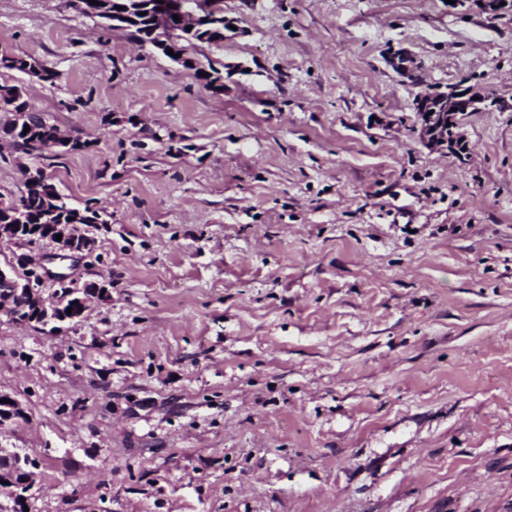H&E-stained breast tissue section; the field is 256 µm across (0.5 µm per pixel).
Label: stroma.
<instances>
[{"instance_id":"35a3bbf8","label":"stroma","mask_w":512,"mask_h":512,"mask_svg":"<svg viewBox=\"0 0 512 512\" xmlns=\"http://www.w3.org/2000/svg\"><path fill=\"white\" fill-rule=\"evenodd\" d=\"M224 18L183 66L77 0H0V52L56 73L0 85L84 143L37 159L0 133V198L38 165L104 217L91 252L0 242V266L111 284L54 331L0 313L29 512H512V7ZM455 85L498 105L436 150L414 100Z\"/></svg>"}]
</instances>
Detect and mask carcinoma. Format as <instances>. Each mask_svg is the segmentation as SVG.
Masks as SVG:
<instances>
[{
    "mask_svg": "<svg viewBox=\"0 0 512 512\" xmlns=\"http://www.w3.org/2000/svg\"><path fill=\"white\" fill-rule=\"evenodd\" d=\"M81 11L89 16L98 17L108 23L117 18L125 24L129 34L136 40L148 41L157 45L153 33L162 28L166 45L162 52L171 49L177 55L185 51V44L198 42L219 43L224 41V7L215 2V12L211 18L200 23L193 31L179 28L173 15L164 7V0H79ZM0 68L17 70L24 73H41L43 78H51L54 73L36 65L20 55L3 52L0 54ZM25 91L16 85H1L0 98L9 97L13 105L9 111L14 113L11 126L5 130L15 147L27 155L40 156L47 151L48 144L57 137L55 125L43 120L32 112L30 104L24 98ZM23 189L18 202L12 206L0 208V224L19 225L20 237L52 239L56 236L59 224H101L100 211L87 205L76 208L68 198L58 192L51 181L40 176V167H27L23 172ZM26 470L19 465L17 455L0 454V503L12 504L13 512H25L24 505L17 498L24 493L23 481Z\"/></svg>",
    "mask_w": 512,
    "mask_h": 512,
    "instance_id": "obj_1",
    "label": "carcinoma"
}]
</instances>
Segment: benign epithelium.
Masks as SVG:
<instances>
[{"mask_svg":"<svg viewBox=\"0 0 512 512\" xmlns=\"http://www.w3.org/2000/svg\"><path fill=\"white\" fill-rule=\"evenodd\" d=\"M171 10L180 14L182 22H197L213 11L210 0H171ZM391 65L403 75L418 83L421 76L411 65L409 56L396 52L390 59ZM490 106L489 98L474 89H461L457 86L446 92L425 90L415 101V110L420 117V134L428 145L445 149L458 142L455 129L458 127V115L473 112ZM62 239L57 242L63 252L79 253L91 246V241L77 224H68L61 230ZM26 267L23 279L19 283L15 271L0 268V310L14 314L16 297L23 294L29 305L36 311L39 324L48 325L59 321L57 314L71 302V306H88L89 297L84 289L78 287V281L67 274L48 275L42 266L31 261L28 256L20 258ZM66 295H61V289Z\"/></svg>","mask_w":512,"mask_h":512,"instance_id":"1","label":"benign epithelium"}]
</instances>
